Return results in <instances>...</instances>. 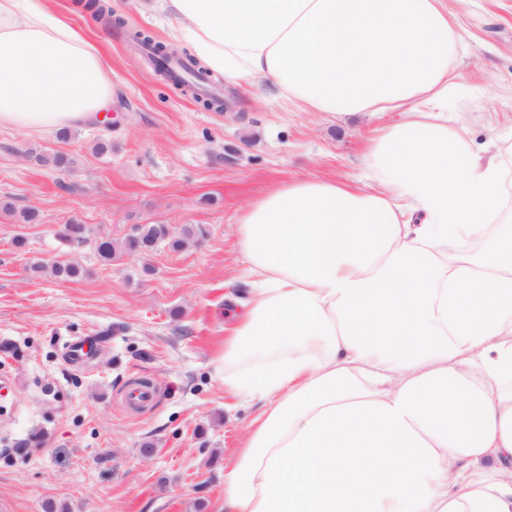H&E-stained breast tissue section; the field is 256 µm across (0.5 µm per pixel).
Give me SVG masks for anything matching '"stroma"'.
<instances>
[{
    "instance_id": "obj_1",
    "label": "stroma",
    "mask_w": 512,
    "mask_h": 512,
    "mask_svg": "<svg viewBox=\"0 0 512 512\" xmlns=\"http://www.w3.org/2000/svg\"><path fill=\"white\" fill-rule=\"evenodd\" d=\"M450 122L476 144L512 137V0H469ZM120 25L99 23L89 39L112 70V107L71 140L0 129V504L6 512H219L224 460L238 448L255 408L224 407V283L246 297L237 247L242 208L274 185L309 178L368 185L363 142L385 117L284 112L251 89L225 83L226 109H205L195 91L160 75L132 29L165 41L140 0H112ZM65 154L71 167L50 156ZM36 223L22 220L25 211ZM87 225L122 241L141 224L190 228L179 249L101 262L92 246L61 244L56 232ZM23 237L16 247L15 237ZM81 264L62 281L32 264ZM80 336L99 337L93 359L64 354ZM153 381L144 411L122 392ZM151 455H143L144 445Z\"/></svg>"
}]
</instances>
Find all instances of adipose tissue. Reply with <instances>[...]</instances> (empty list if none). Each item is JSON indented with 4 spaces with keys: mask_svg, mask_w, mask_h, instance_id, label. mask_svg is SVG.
<instances>
[{
    "mask_svg": "<svg viewBox=\"0 0 512 512\" xmlns=\"http://www.w3.org/2000/svg\"><path fill=\"white\" fill-rule=\"evenodd\" d=\"M169 38L286 112L398 113L373 186L291 179L251 201L252 279L224 391L258 405L219 512H512V141L449 123L447 0H143ZM112 107L99 49L47 0H0V128Z\"/></svg>",
    "mask_w": 512,
    "mask_h": 512,
    "instance_id": "1",
    "label": "adipose tissue"
}]
</instances>
